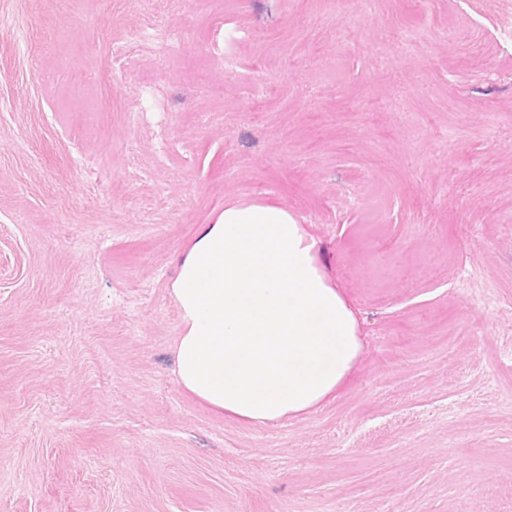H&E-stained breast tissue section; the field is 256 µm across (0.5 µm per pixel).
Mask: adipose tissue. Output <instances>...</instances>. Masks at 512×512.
<instances>
[{"label": "adipose tissue", "mask_w": 512, "mask_h": 512, "mask_svg": "<svg viewBox=\"0 0 512 512\" xmlns=\"http://www.w3.org/2000/svg\"><path fill=\"white\" fill-rule=\"evenodd\" d=\"M317 246L278 205H225L186 251L172 285L184 390L227 419L263 426L337 395L362 343Z\"/></svg>", "instance_id": "obj_1"}]
</instances>
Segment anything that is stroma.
Masks as SVG:
<instances>
[{"mask_svg":"<svg viewBox=\"0 0 512 512\" xmlns=\"http://www.w3.org/2000/svg\"><path fill=\"white\" fill-rule=\"evenodd\" d=\"M231 201L363 346L270 426L176 380ZM0 512H512V0H0Z\"/></svg>","mask_w":512,"mask_h":512,"instance_id":"obj_1","label":"stroma"}]
</instances>
